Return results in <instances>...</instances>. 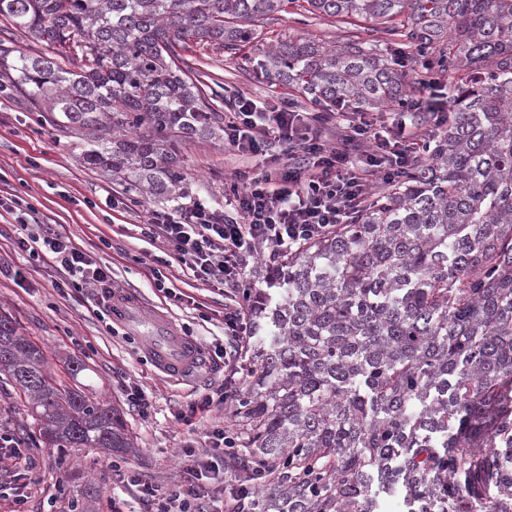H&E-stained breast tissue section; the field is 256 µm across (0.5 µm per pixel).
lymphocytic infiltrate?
<instances>
[{
	"label": "lymphocytic infiltrate",
	"instance_id": "1",
	"mask_svg": "<svg viewBox=\"0 0 512 512\" xmlns=\"http://www.w3.org/2000/svg\"><path fill=\"white\" fill-rule=\"evenodd\" d=\"M406 118L396 113L393 130L385 135L364 112H298L284 102L261 106L246 97L236 100L224 123V146L255 157L256 166L236 171L225 184L224 211L197 200L172 212H152L142 224L141 235L159 245L151 270L155 288L176 297L163 273L174 261L202 283L243 287L249 264L263 249L287 252L348 223L374 183H389L424 160L429 136ZM335 121L343 129L330 145L323 132ZM12 245L38 266L63 271L54 283L60 294L89 288L108 304L111 270L70 237L24 221ZM234 445L232 433L217 428L208 438V453L182 449L186 484L162 494L144 486L148 512H204V493L220 473L225 449Z\"/></svg>",
	"mask_w": 512,
	"mask_h": 512
}]
</instances>
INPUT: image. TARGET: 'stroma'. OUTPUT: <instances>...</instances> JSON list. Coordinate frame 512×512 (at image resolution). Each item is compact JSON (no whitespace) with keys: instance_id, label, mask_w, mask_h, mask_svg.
Segmentation results:
<instances>
[{"instance_id":"1","label":"stroma","mask_w":512,"mask_h":512,"mask_svg":"<svg viewBox=\"0 0 512 512\" xmlns=\"http://www.w3.org/2000/svg\"><path fill=\"white\" fill-rule=\"evenodd\" d=\"M355 22H336L282 14L270 16L260 30L264 43L305 35L335 44L355 31ZM192 74L206 85L220 83L225 101L243 93L254 99L292 101L301 111L312 104L294 88L242 69L236 56L192 47L183 51ZM84 137L53 126L48 113L35 111L18 95L0 94V199L19 201L40 223L91 251L99 264L112 271L118 290L137 295L149 309L167 318L179 332L195 339L200 357L184 373L171 375L145 354L136 337L111 335L96 318L91 291L70 297L57 292V274L41 268L26 279L12 271L27 267L29 257L14 251L10 237L14 216L0 214V315L8 316L19 334L42 350L50 375L59 384L86 385L91 398L115 406L132 442L122 453L92 448H33L34 482L28 512H110L120 500L125 512H145L139 487L166 490L185 483L181 448L202 449L214 425L235 426L234 402L212 411L192 412L206 389L222 386L224 364L238 372L232 380L241 392L252 365L238 344L224 337V311L242 300L240 290L216 289L195 281L180 267L166 275L186 299L164 298L153 286L149 256L157 248L140 234L139 225L164 204L138 198L132 209L107 207L105 197L124 193L110 173L82 161ZM188 197L211 208L224 207V182L245 169L246 158L225 150L223 141L191 140L181 149ZM84 366L71 377L70 362ZM141 387L149 396L147 412L129 407L124 395ZM27 399L13 389L0 390V428L28 439L33 430L26 413Z\"/></svg>"}]
</instances>
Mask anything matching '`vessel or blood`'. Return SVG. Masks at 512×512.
I'll return each mask as SVG.
<instances>
[{
	"label": "vessel or blood",
	"instance_id": "b4317fda",
	"mask_svg": "<svg viewBox=\"0 0 512 512\" xmlns=\"http://www.w3.org/2000/svg\"><path fill=\"white\" fill-rule=\"evenodd\" d=\"M111 309L115 321L143 329V345L162 369L172 374H180L195 360L197 350L192 339L174 331L127 294L115 292Z\"/></svg>",
	"mask_w": 512,
	"mask_h": 512
}]
</instances>
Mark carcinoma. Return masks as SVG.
Wrapping results in <instances>:
<instances>
[{
  "label": "carcinoma",
  "mask_w": 512,
  "mask_h": 512,
  "mask_svg": "<svg viewBox=\"0 0 512 512\" xmlns=\"http://www.w3.org/2000/svg\"><path fill=\"white\" fill-rule=\"evenodd\" d=\"M367 24L334 46L270 44L248 64L318 107L406 104L417 52L452 94L428 159L352 220L274 258L249 295L253 368L235 417L258 512H512V0H0L52 55L0 43V89L87 135L126 191L186 197L179 142L224 138L181 52L238 51L267 17ZM49 448L130 447L121 413L57 385L0 315V386Z\"/></svg>",
  "instance_id": "cac0c4a2"
}]
</instances>
